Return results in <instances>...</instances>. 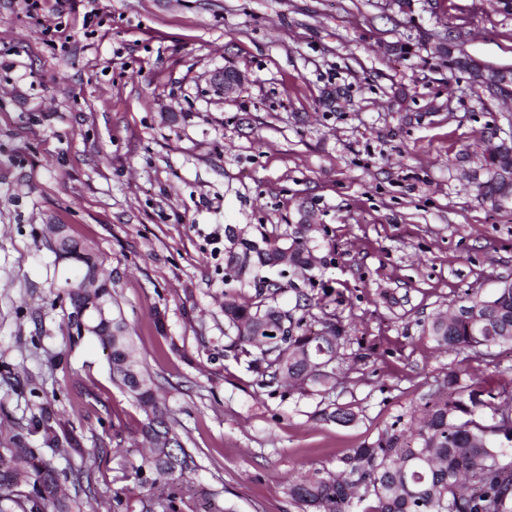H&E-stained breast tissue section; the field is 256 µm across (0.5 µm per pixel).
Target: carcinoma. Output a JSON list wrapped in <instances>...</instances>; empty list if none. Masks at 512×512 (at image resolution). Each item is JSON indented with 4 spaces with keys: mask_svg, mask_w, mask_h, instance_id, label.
<instances>
[{
    "mask_svg": "<svg viewBox=\"0 0 512 512\" xmlns=\"http://www.w3.org/2000/svg\"><path fill=\"white\" fill-rule=\"evenodd\" d=\"M492 171L484 192L508 199L499 170L512 165V147L485 149ZM320 228L298 224L291 235L243 240L229 262L250 296L224 293L222 311L232 333L224 350L244 357L265 387L285 382L300 390L336 388L350 337L333 317L311 312L312 298L301 290L295 305L278 304L284 283L264 275L276 266L302 273L315 266L310 243ZM62 250L79 268L66 281L73 313L86 300L84 282L99 272L95 255L71 237ZM100 310L88 311L86 333L107 350L112 381L148 409L142 426L149 452L135 470L148 489L142 512H183L185 480L197 468L182 443L176 420L159 398L158 386L135 356L127 324L112 289ZM427 332L437 346L454 353L482 354L512 346V288L485 296L471 292L446 317H435ZM444 390L427 398L418 424L397 418L369 443L352 448L338 471L305 475L288 493L299 512H512V404H495L501 392L485 381L465 380L450 371ZM0 498L15 512H73L76 500L60 492L55 468L41 462L21 436L0 442Z\"/></svg>",
    "mask_w": 512,
    "mask_h": 512,
    "instance_id": "cac0c4a2",
    "label": "carcinoma"
}]
</instances>
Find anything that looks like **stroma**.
<instances>
[{"label": "stroma", "instance_id": "stroma-1", "mask_svg": "<svg viewBox=\"0 0 512 512\" xmlns=\"http://www.w3.org/2000/svg\"><path fill=\"white\" fill-rule=\"evenodd\" d=\"M53 8L51 42L22 0H0V439L23 436L69 494L90 468L84 512H141L146 415L77 336L74 264L49 224L112 280L196 458L192 512H298L290 479L336 469L449 371L512 397V347L448 354L423 331L512 281V199L481 195L477 147L512 142V102L442 51L460 33L468 56L512 66V16L492 0H101L87 25ZM224 69L247 77L227 98L211 84ZM305 210L325 229L314 295L351 343L333 391H273L224 351L221 304L240 288L224 228L289 233ZM336 405L354 420L321 421ZM46 412L52 445L31 425Z\"/></svg>", "mask_w": 512, "mask_h": 512}]
</instances>
